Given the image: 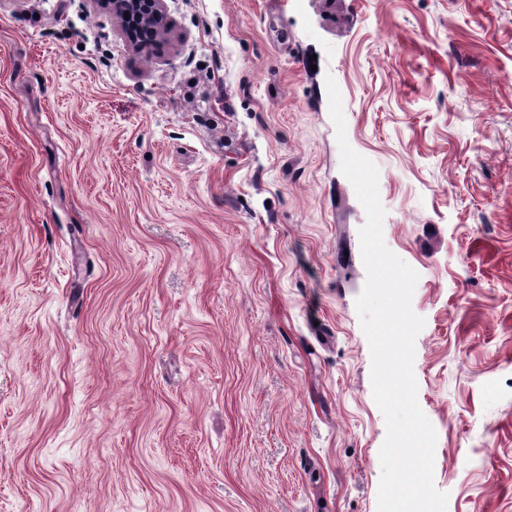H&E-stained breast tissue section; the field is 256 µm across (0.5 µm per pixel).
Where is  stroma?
I'll return each instance as SVG.
<instances>
[{"mask_svg": "<svg viewBox=\"0 0 512 512\" xmlns=\"http://www.w3.org/2000/svg\"><path fill=\"white\" fill-rule=\"evenodd\" d=\"M0 0V512H378L379 170L447 512H512V0ZM112 12L119 15L124 23V31L129 41L142 47L144 42L135 40V29L153 30L152 24L161 17L163 0H111ZM129 13V18H124V13Z\"/></svg>", "mask_w": 512, "mask_h": 512, "instance_id": "stroma-1", "label": "stroma"}]
</instances>
